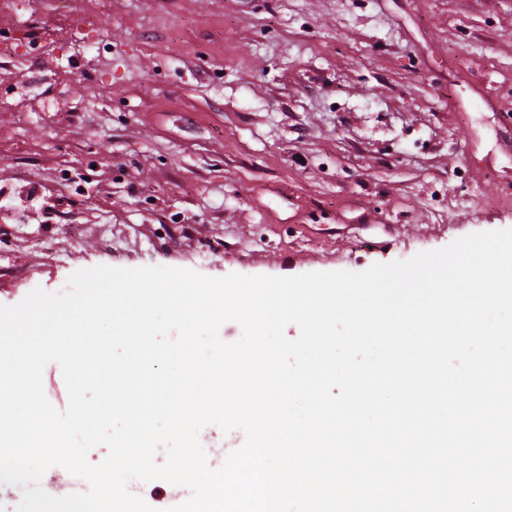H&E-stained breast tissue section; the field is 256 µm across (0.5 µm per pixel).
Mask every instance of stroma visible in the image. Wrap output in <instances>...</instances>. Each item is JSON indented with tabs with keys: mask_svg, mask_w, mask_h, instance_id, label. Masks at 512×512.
Listing matches in <instances>:
<instances>
[{
	"mask_svg": "<svg viewBox=\"0 0 512 512\" xmlns=\"http://www.w3.org/2000/svg\"><path fill=\"white\" fill-rule=\"evenodd\" d=\"M0 67V305L76 270L361 272L512 228V0H96ZM49 3L54 11L64 13L66 16L65 28L57 33L59 41L67 42L78 38L84 30L97 23L98 14L92 5L93 0H50Z\"/></svg>",
	"mask_w": 512,
	"mask_h": 512,
	"instance_id": "35a3bbf8",
	"label": "stroma"
}]
</instances>
